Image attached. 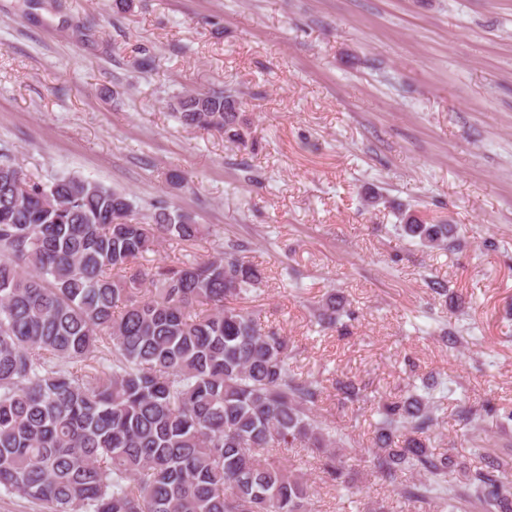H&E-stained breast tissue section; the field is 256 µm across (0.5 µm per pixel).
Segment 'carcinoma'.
Wrapping results in <instances>:
<instances>
[{"mask_svg":"<svg viewBox=\"0 0 512 512\" xmlns=\"http://www.w3.org/2000/svg\"><path fill=\"white\" fill-rule=\"evenodd\" d=\"M173 111L186 127L244 143L231 93H186ZM401 221L404 236L433 248L450 233L414 213ZM200 234L179 210L159 204L140 219L122 192L71 176L43 185L0 162L5 491L47 512H311L303 474L272 455L282 447L307 449L330 481L345 482L347 437L318 413L323 380L299 376L288 338L230 305L264 279L243 246L150 272L138 265L160 241ZM343 308L322 304L317 324L335 327ZM335 388L346 402L364 399L349 379ZM379 415L370 467L403 502L512 512V472L490 460L483 429L465 460L433 450V398L410 393Z\"/></svg>","mask_w":512,"mask_h":512,"instance_id":"obj_1","label":"carcinoma"}]
</instances>
